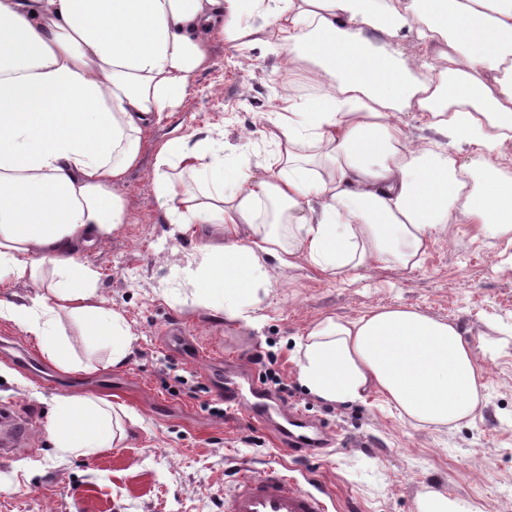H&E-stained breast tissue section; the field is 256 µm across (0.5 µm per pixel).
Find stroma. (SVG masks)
I'll return each mask as SVG.
<instances>
[{"label":"stroma","mask_w":512,"mask_h":512,"mask_svg":"<svg viewBox=\"0 0 512 512\" xmlns=\"http://www.w3.org/2000/svg\"><path fill=\"white\" fill-rule=\"evenodd\" d=\"M184 107L165 113L141 142L137 167L125 178L131 221L110 240L80 250L99 274L107 308L123 315L135 336L127 361L109 365L90 351L71 322L64 330L89 371L47 365L34 375L0 350V404L30 424L26 445L0 457V512H222L236 472L268 466L310 480L329 512H418L424 498L466 503L474 512H512V243L455 224L434 236L411 270L369 264L350 280L318 275L307 263H269V284L254 315L257 328L196 302L192 284L171 262L187 259L209 237L175 232L156 197L157 150L176 135H206L224 153L258 168L272 147L261 135L283 106L286 52L260 45L207 44ZM405 307L452 321L475 348L485 389L467 420L415 427L381 394L335 404L308 393L296 351L328 315L359 316L372 308ZM248 364L260 387L279 377L286 405L332 433L326 456L280 447L264 427L222 409L209 378L211 362ZM80 395L123 405L138 418L118 447L90 457H59L46 437L51 405Z\"/></svg>","instance_id":"1"}]
</instances>
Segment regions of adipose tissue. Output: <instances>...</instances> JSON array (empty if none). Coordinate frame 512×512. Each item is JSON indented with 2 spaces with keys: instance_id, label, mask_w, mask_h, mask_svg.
Wrapping results in <instances>:
<instances>
[{
  "instance_id": "adipose-tissue-1",
  "label": "adipose tissue",
  "mask_w": 512,
  "mask_h": 512,
  "mask_svg": "<svg viewBox=\"0 0 512 512\" xmlns=\"http://www.w3.org/2000/svg\"><path fill=\"white\" fill-rule=\"evenodd\" d=\"M212 32L287 51L295 78L318 95L286 97L263 133L277 150L260 171L227 162L205 137L160 148L155 192L166 218L183 232L223 230L185 268L208 309L251 322L271 259L344 281L372 263L415 268L451 224L512 235L502 152L512 143V0H0V284L54 275L29 302L0 300V319L62 370L84 368L65 314L109 364L129 354L130 328L104 307L78 251L129 223L124 182L141 134L185 103ZM403 35L417 50L411 65ZM404 112L444 141L413 144ZM461 144L474 147L476 165L457 163ZM188 177L202 188L186 189ZM297 355L311 395L342 404L375 390L419 424L463 421L481 397L472 342L415 309L324 317ZM131 417L69 396L46 434L62 454L91 456L121 441Z\"/></svg>"
}]
</instances>
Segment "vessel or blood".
<instances>
[{"mask_svg": "<svg viewBox=\"0 0 512 512\" xmlns=\"http://www.w3.org/2000/svg\"><path fill=\"white\" fill-rule=\"evenodd\" d=\"M224 403L229 409L242 410L258 421L272 420L273 406L268 403L252 377L236 381L225 376L221 388ZM279 444L296 451L316 454L325 451L330 441L310 422L296 417L288 424L276 425ZM224 512H329L319 495L302 486L299 479L284 470L270 467L259 475H241L230 490L224 493Z\"/></svg>", "mask_w": 512, "mask_h": 512, "instance_id": "b4317fda", "label": "vessel or blood"}]
</instances>
